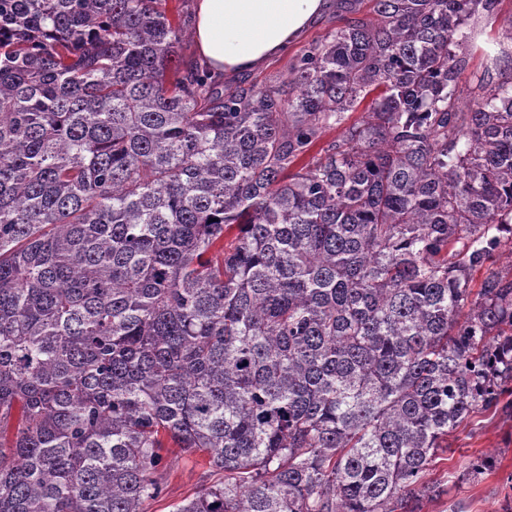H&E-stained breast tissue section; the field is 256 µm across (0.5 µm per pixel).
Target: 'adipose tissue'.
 I'll list each match as a JSON object with an SVG mask.
<instances>
[{
    "mask_svg": "<svg viewBox=\"0 0 512 512\" xmlns=\"http://www.w3.org/2000/svg\"><path fill=\"white\" fill-rule=\"evenodd\" d=\"M328 0H196L195 43L213 76L256 69L285 53Z\"/></svg>",
    "mask_w": 512,
    "mask_h": 512,
    "instance_id": "1",
    "label": "adipose tissue"
}]
</instances>
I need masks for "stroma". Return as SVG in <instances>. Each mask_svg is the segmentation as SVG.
<instances>
[{"label": "stroma", "instance_id": "1", "mask_svg": "<svg viewBox=\"0 0 512 512\" xmlns=\"http://www.w3.org/2000/svg\"><path fill=\"white\" fill-rule=\"evenodd\" d=\"M344 15L341 0H333L329 12L318 18L286 53L246 72L245 80L262 83L286 78L291 63L338 25ZM511 17L512 0H500L496 15H480L467 25L468 40L463 48L466 65L459 80L461 101H468L470 88L482 77H489L494 84L501 82L500 71H486L485 64L506 46L502 26ZM485 452L494 454V467L480 478H470V459ZM162 476L166 490L147 504L146 512H171L174 503L194 496L210 481L204 459L196 455L165 454ZM511 476L512 412H477L469 423L449 434L447 449L425 479L428 489L416 504L417 512H512V487L506 484Z\"/></svg>", "mask_w": 512, "mask_h": 512}]
</instances>
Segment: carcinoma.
Returning <instances> with one entry per match:
<instances>
[{"label": "carcinoma", "mask_w": 512, "mask_h": 512, "mask_svg": "<svg viewBox=\"0 0 512 512\" xmlns=\"http://www.w3.org/2000/svg\"><path fill=\"white\" fill-rule=\"evenodd\" d=\"M162 2L0 0V512H145L166 448L219 476L172 512H415L512 407V80L458 96L499 0H349L286 91Z\"/></svg>", "instance_id": "carcinoma-1"}]
</instances>
